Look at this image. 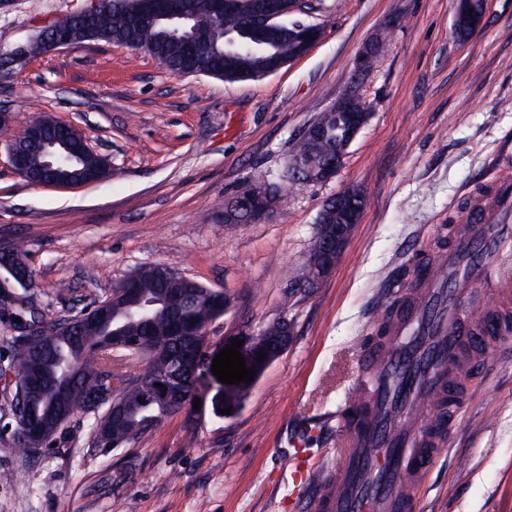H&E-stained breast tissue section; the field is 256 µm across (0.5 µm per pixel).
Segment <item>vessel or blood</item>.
Segmentation results:
<instances>
[{
  "instance_id": "vessel-or-blood-1",
  "label": "vessel or blood",
  "mask_w": 512,
  "mask_h": 512,
  "mask_svg": "<svg viewBox=\"0 0 512 512\" xmlns=\"http://www.w3.org/2000/svg\"><path fill=\"white\" fill-rule=\"evenodd\" d=\"M436 232L448 255L387 306L385 339L365 348L336 420V480L310 512H410L465 407L461 372L512 336V280L484 263L512 238V162L496 164L487 193ZM281 469L301 483L320 463L291 453Z\"/></svg>"
}]
</instances>
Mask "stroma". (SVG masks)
Wrapping results in <instances>:
<instances>
[{
    "mask_svg": "<svg viewBox=\"0 0 512 512\" xmlns=\"http://www.w3.org/2000/svg\"><path fill=\"white\" fill-rule=\"evenodd\" d=\"M298 21L320 25L303 58L258 81L174 76L139 49L84 42L14 62L0 75L12 134L40 116L72 122L112 163L102 182L36 187L0 165V241L22 244L49 318L76 314L138 268L161 264L229 299L206 330L198 409L162 420L107 452L79 409L37 453L18 451L13 394L0 389V512H305L281 462L294 441L335 473L334 432L301 430L344 403L375 335L377 303L411 284L414 256L434 252L512 151V0H487L467 41L456 0H310ZM91 0H17L0 14V47L26 44ZM379 41L368 66L364 46ZM369 119L336 174L292 182L303 133L341 97ZM264 175L273 208L248 224L224 203ZM366 197L335 274L308 293L296 276L326 200ZM292 326L285 352L244 394L212 372L214 357L269 323ZM415 501V512H512V346L478 374Z\"/></svg>",
    "mask_w": 512,
    "mask_h": 512,
    "instance_id": "obj_1",
    "label": "stroma"
}]
</instances>
